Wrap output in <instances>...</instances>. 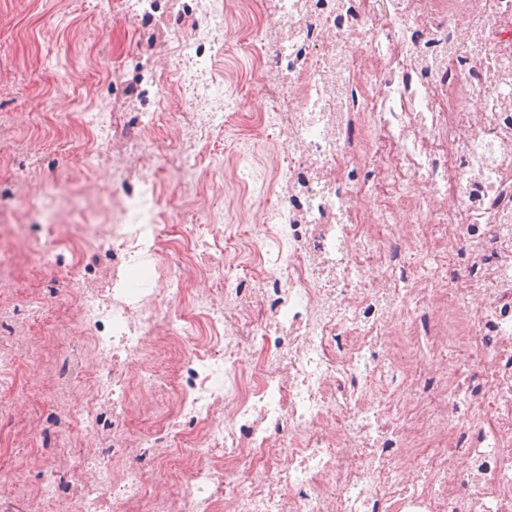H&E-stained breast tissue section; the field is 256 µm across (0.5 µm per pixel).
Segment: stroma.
<instances>
[{
	"instance_id": "obj_1",
	"label": "stroma",
	"mask_w": 512,
	"mask_h": 512,
	"mask_svg": "<svg viewBox=\"0 0 512 512\" xmlns=\"http://www.w3.org/2000/svg\"><path fill=\"white\" fill-rule=\"evenodd\" d=\"M113 2L0 0V113L14 114V138L43 152L39 169L29 170L25 154L19 153L12 160V174L0 175V198L12 204L27 233L48 236L54 232L52 225L41 221L36 190L74 193L87 181L99 198L120 192V184L112 180L111 164L96 163L89 155L81 121L111 111L116 92L130 101L126 122L139 121L145 95L142 62L154 50L156 33L179 35L206 62L205 70L199 71L178 52H171V59L180 64V77L189 84L187 90H173L172 111L185 104L201 112L223 111L228 69L242 77L240 112H255L263 105L257 90L267 75L249 65L235 20H225L216 39L199 40L190 27L191 16L198 11L194 0H162L158 13L137 17L117 10ZM115 55L123 60L117 86L112 83L111 58ZM224 150V144H217L215 151L201 159L203 169L224 178L223 196L208 204L210 223L224 235L244 241L253 236L254 226L246 211L234 207L242 190L231 177ZM21 178L27 181L28 190L19 189ZM111 268V251H90L80 261L64 250L40 277L24 281L22 287L37 293L51 311L77 281L104 282Z\"/></svg>"
}]
</instances>
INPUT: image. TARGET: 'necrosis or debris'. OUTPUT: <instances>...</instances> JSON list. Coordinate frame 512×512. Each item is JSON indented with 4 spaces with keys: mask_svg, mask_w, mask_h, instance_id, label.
I'll return each instance as SVG.
<instances>
[{
    "mask_svg": "<svg viewBox=\"0 0 512 512\" xmlns=\"http://www.w3.org/2000/svg\"><path fill=\"white\" fill-rule=\"evenodd\" d=\"M240 0L264 109L201 113L158 134L174 71L147 61L156 111L126 127L122 100L98 154L140 186L106 203L95 246L164 270L158 296L72 289L74 369L98 360L63 429L69 512H512V0L449 16L446 0ZM356 124L359 141L344 130ZM235 142L251 219L269 249L224 272L232 237L165 239L152 199L182 173L191 211L216 188L198 161ZM276 131L272 162L253 138ZM468 270L458 266L460 251ZM191 345L160 379L130 354ZM255 365L207 372L217 353ZM151 398L132 405L131 386ZM112 452H92L100 413ZM155 466L114 470L129 445ZM0 463V512H39L56 485Z\"/></svg>",
    "mask_w": 512,
    "mask_h": 512,
    "instance_id": "necrosis-or-debris-1",
    "label": "necrosis or debris"
}]
</instances>
